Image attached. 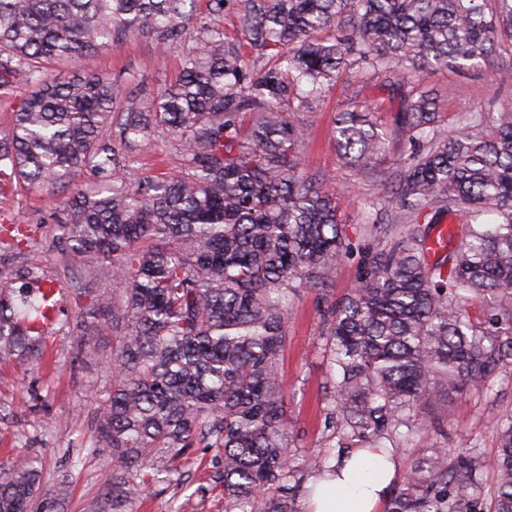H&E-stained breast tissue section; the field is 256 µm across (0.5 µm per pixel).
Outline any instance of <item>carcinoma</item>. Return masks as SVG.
I'll use <instances>...</instances> for the list:
<instances>
[{
    "instance_id": "1",
    "label": "carcinoma",
    "mask_w": 512,
    "mask_h": 512,
    "mask_svg": "<svg viewBox=\"0 0 512 512\" xmlns=\"http://www.w3.org/2000/svg\"><path fill=\"white\" fill-rule=\"evenodd\" d=\"M205 9H200V2ZM238 9V37L224 15ZM137 36L182 55L180 76L135 103L100 72L72 64ZM512 48V0H0V78L28 92L0 136V176L46 190L57 250L89 273L103 261L121 288L74 314L88 353L112 329V383L87 448L112 452L100 512H128L162 474L210 448L224 512H296L298 474L358 448L392 452L424 429L433 399L512 372V109L441 129L428 70L477 67ZM370 67L400 92L394 132L413 145L381 168L376 113L342 110L334 144L376 208L404 223L323 318L333 382L334 452L298 457L281 379L289 293L333 281L346 233L336 193L308 169L299 113L346 69ZM116 128L117 140L106 138ZM164 132L180 172H142L132 146ZM94 176L96 187L77 177ZM448 247L431 255L441 216ZM36 246L0 224V247ZM0 286V361L41 359L46 319L69 277L27 262ZM493 460L436 439L386 512H512V414ZM497 472L481 507L483 472ZM0 464V512H58L69 480Z\"/></svg>"
}]
</instances>
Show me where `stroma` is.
<instances>
[{
	"label": "stroma",
	"instance_id": "35a3bbf8",
	"mask_svg": "<svg viewBox=\"0 0 512 512\" xmlns=\"http://www.w3.org/2000/svg\"><path fill=\"white\" fill-rule=\"evenodd\" d=\"M85 64L103 71L127 91L147 94L175 81L181 71V53L161 49L152 38L139 36L86 59ZM425 80L439 95L440 109L447 116L445 127L450 131L455 129L459 113L491 114L512 107V83H498L489 68L433 70ZM383 82V75L366 68L340 74L330 96L314 111L301 115L309 134V169L317 172L328 189L354 191L353 197L339 203L350 250L337 265L332 284L324 291L301 287L291 296L281 374L288 392L290 430L302 455L324 450L329 433L332 381L320 338L322 315L354 287L366 259L390 245L389 240L366 229L375 219L364 203L374 192L373 184L357 181L330 141L334 117L347 105L367 107L382 121L398 111V98ZM51 207L46 192L20 191L9 180H0V223L35 225L38 259L46 274L74 273L83 295L60 297L59 308L68 313L77 305H88L89 292L115 288L118 282L106 262L100 263L98 276L78 275V261L56 250L54 227L42 221ZM45 342L47 362L43 366L0 362V460L22 465L39 457L47 486H55L64 477L75 484L61 512H90V505L107 487L112 460L104 453L88 454L80 441L94 430L100 397L111 382L114 338L111 331H103L95 340L93 353L86 354L78 349L70 327L54 323L46 330ZM510 412L512 374L504 372L495 373L489 387L452 392L436 400L428 431L397 452L393 490H400L422 448L433 442L434 427L444 428L448 449L473 446L490 458L498 448L493 426ZM215 464L213 451L199 449L194 464L184 469L183 483L157 484L133 503V512H224V495L210 481Z\"/></svg>",
	"mask_w": 512,
	"mask_h": 512
}]
</instances>
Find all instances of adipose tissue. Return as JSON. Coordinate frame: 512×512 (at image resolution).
<instances>
[{"label":"adipose tissue","mask_w":512,"mask_h":512,"mask_svg":"<svg viewBox=\"0 0 512 512\" xmlns=\"http://www.w3.org/2000/svg\"><path fill=\"white\" fill-rule=\"evenodd\" d=\"M376 455V449H364L343 461L336 472L313 475L307 484V512H375L389 493L396 469L389 459L379 478H366L361 464Z\"/></svg>","instance_id":"obj_1"}]
</instances>
